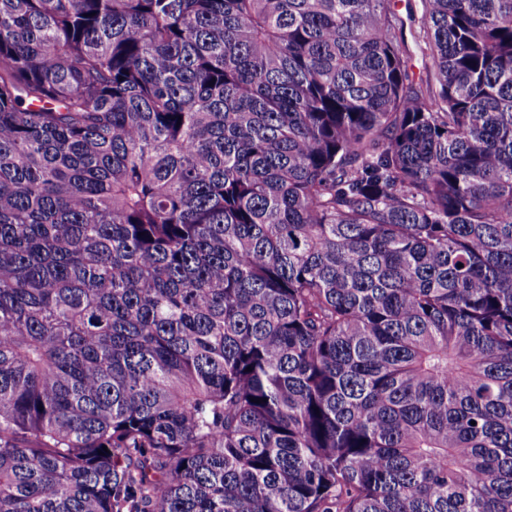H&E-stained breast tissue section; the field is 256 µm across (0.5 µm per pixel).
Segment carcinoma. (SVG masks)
Listing matches in <instances>:
<instances>
[{
  "label": "carcinoma",
  "mask_w": 512,
  "mask_h": 512,
  "mask_svg": "<svg viewBox=\"0 0 512 512\" xmlns=\"http://www.w3.org/2000/svg\"><path fill=\"white\" fill-rule=\"evenodd\" d=\"M420 2L416 84L394 0H0V512H512V0Z\"/></svg>",
  "instance_id": "obj_1"
}]
</instances>
